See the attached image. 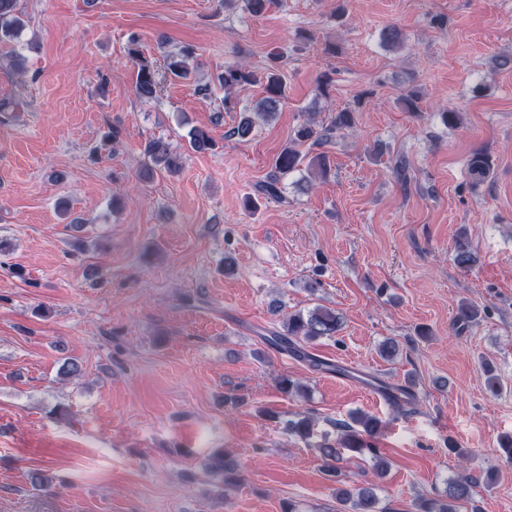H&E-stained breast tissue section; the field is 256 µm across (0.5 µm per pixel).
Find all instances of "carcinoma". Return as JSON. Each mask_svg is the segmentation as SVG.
<instances>
[{"label":"carcinoma","mask_w":512,"mask_h":512,"mask_svg":"<svg viewBox=\"0 0 512 512\" xmlns=\"http://www.w3.org/2000/svg\"><path fill=\"white\" fill-rule=\"evenodd\" d=\"M19 0H0V44L13 43L21 36L25 26L18 8ZM244 10L252 17L263 16L274 4V0H242ZM128 55L137 63L135 92L144 102H151L158 98V91L162 81L168 77L172 79L187 80L190 78V61L194 58V50L183 48L180 52L169 54L165 58L164 70H158L152 62L143 57L136 41H131ZM281 54H269L265 68L257 72L241 61L227 62L224 71L216 76V81L224 88V110H237V101L232 96L234 90L247 85L261 83L264 86V96L250 106L243 108L237 126L231 135L245 138L249 136L254 127L255 120H272L279 108L287 99V85L280 67ZM355 109L347 107L336 111L318 123L309 118L305 123L296 127L290 135L288 145L274 158L272 162L273 174L259 187V192L266 198L277 200L282 198L280 179L288 174L299 171L301 168L315 170L321 177L330 172L329 158L322 151L308 156L301 151L306 143L322 147L332 143L344 131L354 125ZM216 142L210 132L195 128L189 133V146L195 152H204L215 147ZM148 161L145 165L144 176L149 178L155 172L164 170L168 173L178 171L182 166L181 155L170 150L169 146L161 141L150 142L146 149ZM467 172L472 186L477 187L491 178L493 163L491 157L484 151L476 150L466 159ZM454 261L460 269L468 271L477 261V255L471 250L464 238H459L455 245ZM477 307L464 300L457 306L456 320L461 323H471L477 319ZM340 330V319L336 313L325 307L317 305L303 314L301 312L288 317L283 324V331L267 338L270 345L278 349H288L307 358L311 366L317 370H329L332 365L313 358L305 352L306 345L313 344L321 339L332 338ZM386 399L402 412H408L412 401L408 399L409 393L402 388L381 387ZM337 437L331 442L322 438L319 442L312 441L315 422L308 416L287 421L286 428L289 433L297 436L308 446L315 449L323 463V470L329 477L338 478L341 474V464L347 451L369 453L372 467L381 475L389 467L388 461L373 448L372 440L386 427V422L377 416L352 413L346 420L334 422ZM211 470L224 478V483H237L238 467L236 462L226 454H220L211 464ZM476 480L470 476L462 475L448 483L447 494L443 499L420 498L415 502V512H456L457 504L471 499L472 488ZM339 501L349 505L347 512H382L379 508V499L370 487H361L354 491L344 488L336 489Z\"/></svg>","instance_id":"obj_1"}]
</instances>
